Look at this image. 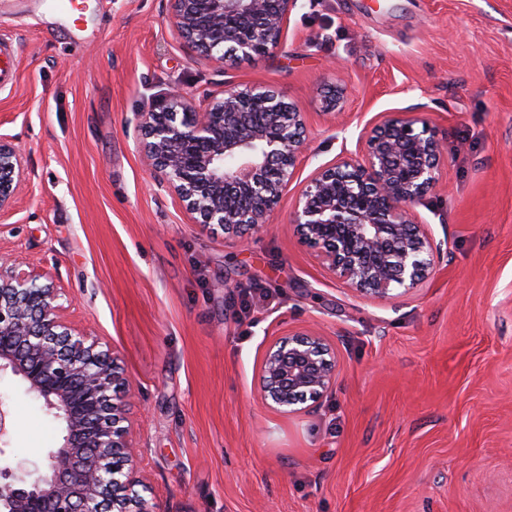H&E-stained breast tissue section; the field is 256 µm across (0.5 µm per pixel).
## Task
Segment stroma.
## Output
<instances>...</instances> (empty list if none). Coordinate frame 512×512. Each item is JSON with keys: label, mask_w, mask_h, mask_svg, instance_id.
Masks as SVG:
<instances>
[{"label": "stroma", "mask_w": 512, "mask_h": 512, "mask_svg": "<svg viewBox=\"0 0 512 512\" xmlns=\"http://www.w3.org/2000/svg\"><path fill=\"white\" fill-rule=\"evenodd\" d=\"M0 0V138L22 158L0 257L62 290L134 395L139 492L159 512H512V0H299L282 44L228 66L192 50L169 0ZM262 85L307 119L270 226L246 243L191 224L146 167L137 125L176 87ZM346 88L337 117L328 88ZM447 142L412 213L442 245L387 300L337 280L290 224L320 166L387 115ZM317 329L336 385L298 413L256 385L276 339ZM8 452L44 469L62 425L0 374Z\"/></svg>", "instance_id": "obj_1"}]
</instances>
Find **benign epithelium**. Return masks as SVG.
Returning a JSON list of instances; mask_svg holds the SVG:
<instances>
[{
  "instance_id": "obj_1",
  "label": "benign epithelium",
  "mask_w": 512,
  "mask_h": 512,
  "mask_svg": "<svg viewBox=\"0 0 512 512\" xmlns=\"http://www.w3.org/2000/svg\"><path fill=\"white\" fill-rule=\"evenodd\" d=\"M298 0H170L183 40L209 57L236 61L278 47ZM422 127L415 128L416 124ZM143 158L181 201L191 222L243 242L267 227L306 145L303 113L265 86H233L204 106L178 88L141 115ZM363 150L318 168L298 194L292 225L321 265L352 290L386 299L433 270L427 225L410 213L433 191L447 146L419 118L387 117L364 128ZM21 158L0 139V211L12 206ZM60 294L0 259V372L19 377L64 424L45 473L27 486L0 467V512H157L139 485L127 422L129 380L117 358L64 317ZM336 381L333 348L315 329L268 348L259 377L269 406L290 412ZM10 413L0 399V457Z\"/></svg>"
}]
</instances>
